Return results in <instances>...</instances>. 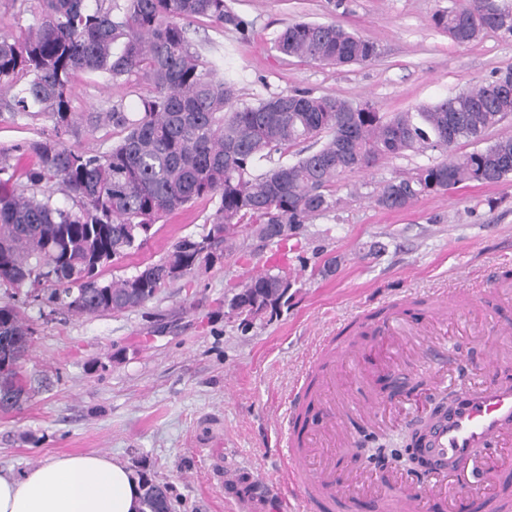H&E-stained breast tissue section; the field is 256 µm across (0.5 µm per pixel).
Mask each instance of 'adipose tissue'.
Instances as JSON below:
<instances>
[{
  "label": "adipose tissue",
  "mask_w": 512,
  "mask_h": 512,
  "mask_svg": "<svg viewBox=\"0 0 512 512\" xmlns=\"http://www.w3.org/2000/svg\"><path fill=\"white\" fill-rule=\"evenodd\" d=\"M141 485L103 454L54 457L22 475L0 470V512H140Z\"/></svg>",
  "instance_id": "obj_1"
}]
</instances>
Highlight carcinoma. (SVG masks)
Here are the masks:
<instances>
[{"mask_svg":"<svg viewBox=\"0 0 512 512\" xmlns=\"http://www.w3.org/2000/svg\"><path fill=\"white\" fill-rule=\"evenodd\" d=\"M19 12L31 16L25 35L0 36V123L44 117L50 127L15 145L33 159L24 170L0 159V286L40 288L41 299L59 310L95 315L140 308L163 285L221 258L228 235L243 226L283 224L288 233L263 241L286 242L335 208L337 178L385 159L442 156L380 184L376 204L388 211L424 195L512 177V136L488 139L512 117V66L400 112L307 89L247 103L222 73L220 48L205 60L188 37L200 17L247 33L249 23L225 0H19ZM432 21L458 46L490 32L512 37V0H448ZM274 47L336 66L378 56L374 42L337 22H292ZM81 71L109 82L135 77L148 89L134 112L110 100L97 112H73L70 81ZM112 128L121 133L116 141ZM104 130L96 150L75 143L86 131ZM463 140L473 150L457 152ZM303 143L295 159H273ZM257 159L271 166L256 173ZM205 198L214 204L206 234L181 238L128 277L102 279L106 266L153 236L160 219ZM276 279L284 276L266 271L247 281L262 296L258 309L272 315L287 301L266 291ZM27 335L17 309L0 305V351L10 346L15 357L10 367L0 366V386L18 395L0 404L1 412L20 408L30 393L21 370L28 346L18 344ZM141 487L142 512H163L166 488L144 475Z\"/></svg>","mask_w":512,"mask_h":512,"instance_id":"cac0c4a2","label":"carcinoma"}]
</instances>
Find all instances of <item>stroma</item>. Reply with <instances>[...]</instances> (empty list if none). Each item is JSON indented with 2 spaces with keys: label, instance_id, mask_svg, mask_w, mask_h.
Listing matches in <instances>:
<instances>
[{
  "label": "stroma",
  "instance_id": "obj_1",
  "mask_svg": "<svg viewBox=\"0 0 512 512\" xmlns=\"http://www.w3.org/2000/svg\"><path fill=\"white\" fill-rule=\"evenodd\" d=\"M249 23L247 34L202 18L189 31L200 53L222 47L224 71L242 101L307 88L398 112L437 100L512 65V37L490 33L458 46L432 23L448 0H226ZM336 21L374 41L378 57L334 68L286 57L274 40L291 21ZM144 82L107 83L86 72L71 79L72 107L97 111L105 100L135 111ZM429 156L389 159L340 177L336 206L305 224L284 254L240 229L236 248L167 284L142 308L76 316L41 306L24 288H0V305L24 312L31 328L23 369L33 390L20 409L0 412V469L22 474L55 456L104 454L167 484L174 512H279L292 491L285 476L286 417L308 362L354 318L394 305L412 321L451 288L486 286L512 271V182L473 185L419 198L402 211L375 203L379 185L412 174ZM213 210L200 201L156 226L137 252L106 275H131L158 261L187 235L203 234ZM284 271L288 301L276 315L245 320L224 313V297L246 278ZM482 317L436 323L430 347L453 373V390L474 369L512 377V363L489 367L491 345L476 340ZM334 395L373 402L392 369L408 375L414 395L434 387L425 372L380 350L365 336L336 352ZM414 406L387 426L355 428L404 447Z\"/></svg>",
  "mask_w": 512,
  "mask_h": 512
}]
</instances>
